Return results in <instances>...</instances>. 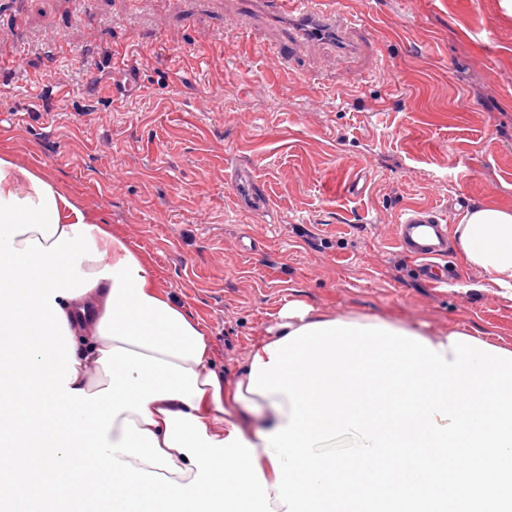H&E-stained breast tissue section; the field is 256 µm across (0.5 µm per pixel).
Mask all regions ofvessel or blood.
Returning <instances> with one entry per match:
<instances>
[{"mask_svg": "<svg viewBox=\"0 0 512 512\" xmlns=\"http://www.w3.org/2000/svg\"><path fill=\"white\" fill-rule=\"evenodd\" d=\"M239 15L261 10L271 16L291 18V26L281 34L283 45L303 47L313 40L317 29L329 31L328 45L337 54H349L347 32L352 27L348 11L326 7L324 0H236ZM232 183L240 206L260 209L266 205V196L247 171L235 172ZM447 218L431 207H411L404 210L395 230L399 247L412 257L422 260V271L437 286L446 281L444 259L448 255Z\"/></svg>", "mask_w": 512, "mask_h": 512, "instance_id": "obj_1", "label": "vessel or blood"}]
</instances>
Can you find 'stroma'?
I'll use <instances>...</instances> for the list:
<instances>
[{"mask_svg": "<svg viewBox=\"0 0 512 512\" xmlns=\"http://www.w3.org/2000/svg\"><path fill=\"white\" fill-rule=\"evenodd\" d=\"M234 0H0V154L140 251L239 370L280 310L460 326L512 346V296L456 253L421 279L402 209L512 205V16L499 0H335L356 53L284 58ZM150 67L118 68L132 46ZM247 167L269 207H238Z\"/></svg>", "mask_w": 512, "mask_h": 512, "instance_id": "stroma-1", "label": "stroma"}]
</instances>
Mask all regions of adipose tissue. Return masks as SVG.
Returning a JSON list of instances; mask_svg holds the SVG:
<instances>
[{"label":"adipose tissue","mask_w":512,"mask_h":512,"mask_svg":"<svg viewBox=\"0 0 512 512\" xmlns=\"http://www.w3.org/2000/svg\"><path fill=\"white\" fill-rule=\"evenodd\" d=\"M469 270L512 291V206L477 203L454 230ZM139 252L87 217L44 173L0 155V512L77 499L111 512H285L264 437L286 425V394L249 391L203 326L160 292ZM325 314L289 302L253 351ZM447 361L445 329L379 315ZM97 473L85 481L83 462Z\"/></svg>","instance_id":"ef3b65f1"}]
</instances>
